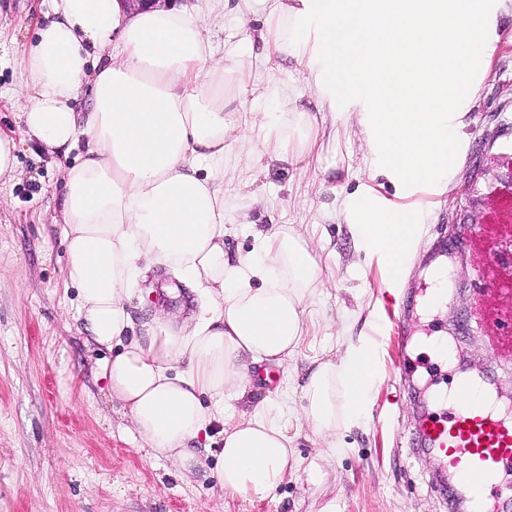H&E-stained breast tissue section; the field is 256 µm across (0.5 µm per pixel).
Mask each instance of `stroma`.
Masks as SVG:
<instances>
[{"label": "stroma", "mask_w": 512, "mask_h": 512, "mask_svg": "<svg viewBox=\"0 0 512 512\" xmlns=\"http://www.w3.org/2000/svg\"><path fill=\"white\" fill-rule=\"evenodd\" d=\"M197 5L219 54L250 66L254 79L236 109L249 118L255 141L265 135L260 113L274 109L278 90L290 85L296 103L318 113L316 95L296 60L271 72L260 63L259 20L241 23L234 8L212 13L206 0H169L171 7ZM42 0H0V90L21 82V62L46 21ZM502 37L489 73L472 100L464 158L447 182L397 195L383 178H371L356 113L335 124L314 122L283 150H264L251 162L224 154V251L250 252L255 234L274 225L307 233L330 284L316 302L320 326L288 366H271V382L255 385L253 399L271 396L278 409L300 408L301 386L312 362L338 351L342 340L376 326L381 380L370 394V411L339 434L344 453L323 454L309 429H301L294 452L321 468L318 482L304 473L288 477L275 497L253 502L222 496L215 471L219 445L199 439L190 470L141 442L130 414L112 400L96 377V363L109 352L80 332L75 289L65 288L67 263L59 195L66 160L31 139L17 111L0 99V132L19 144L12 178L0 180V512H453L451 490L437 481V465L412 450L423 398L437 364L415 353V339L445 333L455 368L488 374L512 394V345L496 343V322L508 316L512 255L501 242L512 234L502 214L512 198L497 191L512 170V0L500 18ZM366 186L387 202L421 216V237L407 274L390 285L375 257L358 250L342 213L348 192ZM474 245L463 248V231ZM456 251L448 266L452 291L445 312L425 314L430 286L429 254ZM499 281L481 289L484 275ZM189 291L173 276L146 271L127 309L148 321L155 305L170 312L188 306ZM405 336H398L395 320ZM497 344V343H496ZM412 355L413 374H399V354Z\"/></svg>", "instance_id": "obj_1"}]
</instances>
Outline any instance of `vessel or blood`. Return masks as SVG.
Listing matches in <instances>:
<instances>
[{"instance_id": "1", "label": "vessel or blood", "mask_w": 512, "mask_h": 512, "mask_svg": "<svg viewBox=\"0 0 512 512\" xmlns=\"http://www.w3.org/2000/svg\"><path fill=\"white\" fill-rule=\"evenodd\" d=\"M477 386L487 397L481 405L472 399ZM419 444L448 470L472 512H482L483 503L512 488V401L484 374L462 376L448 407L424 416Z\"/></svg>"}]
</instances>
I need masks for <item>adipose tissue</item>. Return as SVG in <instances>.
<instances>
[{"mask_svg": "<svg viewBox=\"0 0 512 512\" xmlns=\"http://www.w3.org/2000/svg\"><path fill=\"white\" fill-rule=\"evenodd\" d=\"M50 8L11 101L50 152L85 147L64 170L60 216L78 320L116 351L98 362V376L157 455L187 464L192 442L219 424L224 495L267 498L301 469L315 480L294 456L290 423H305L339 453L337 429L366 414L380 379L374 336L318 361L293 420L273 414L267 397L224 416L226 396L244 399L248 377L300 348L321 282L311 240L283 226L258 232L237 264L225 260L224 153L235 148L247 163L260 146L285 147L309 114L289 102L263 113L260 143L238 129L229 107L251 72L215 61L188 8L132 11L122 0H51ZM503 8L504 0H240L238 10L264 13L258 37L270 70L295 57L330 112L357 113L371 171L408 195L452 171ZM85 89L92 105L79 112L73 103ZM343 207L361 248L399 281L419 213L364 191ZM149 265L188 288L192 310L182 324L140 325L127 311Z\"/></svg>", "mask_w": 512, "mask_h": 512, "instance_id": "obj_1", "label": "adipose tissue"}]
</instances>
